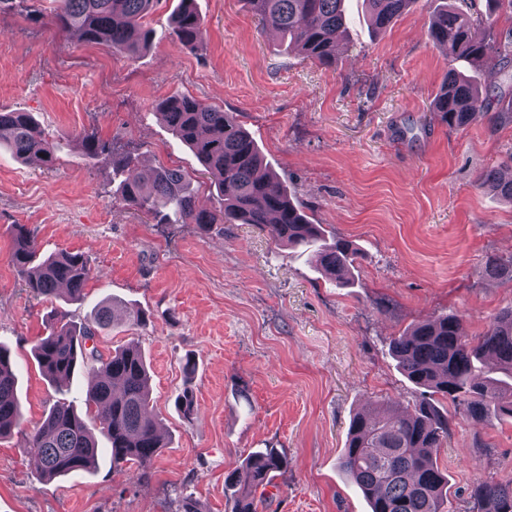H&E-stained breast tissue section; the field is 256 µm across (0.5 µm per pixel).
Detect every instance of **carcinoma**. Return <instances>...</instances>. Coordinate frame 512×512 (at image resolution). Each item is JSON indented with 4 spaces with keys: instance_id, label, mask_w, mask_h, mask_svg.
<instances>
[{
    "instance_id": "1",
    "label": "carcinoma",
    "mask_w": 512,
    "mask_h": 512,
    "mask_svg": "<svg viewBox=\"0 0 512 512\" xmlns=\"http://www.w3.org/2000/svg\"><path fill=\"white\" fill-rule=\"evenodd\" d=\"M261 30H274L305 57L330 65L345 29V0H246ZM158 0H59L55 25L77 29L83 40L105 44L134 59L148 48L151 31L145 23ZM414 0H363L372 26L387 29ZM512 17V0H441L428 27L429 39L448 58V72L431 111L448 130L466 128L479 118L495 124L512 122V111L493 112L497 95L478 88L474 73L483 67L512 65V35L493 34L500 15ZM175 41L193 52L207 35L205 18L193 0H182L172 18ZM159 109L177 138L196 155L224 193L218 210L197 208L185 175L158 168L149 180L140 175L138 160L127 154L116 167L123 205L155 217L169 210L182 224H255L277 244L311 248V256L336 286L347 283L359 257L356 245L344 238L327 239L321 225L310 221L304 207L288 195L271 171L255 138L234 117L193 97L173 94ZM87 155L112 154V143L94 133L81 135ZM20 160L37 159L50 167L56 145L31 113L0 112V143ZM477 185L490 186L512 204V179L497 170L479 173ZM11 262L29 292L51 297L66 286L71 301H79L92 278L89 260L81 253L60 252L39 257L28 227L15 225ZM485 272L492 278H512V255H489ZM117 304L104 301L92 321L75 324L52 318L48 333L34 347L43 375L63 390L75 372L90 367L95 385L85 398L92 420L73 405L57 403L29 436L41 475L52 480L98 464L101 434L110 445L112 464L149 465L163 447L155 420L148 412L149 372L141 349L131 343L103 358L86 348L99 329L115 322ZM392 357L416 386L431 396L449 400L460 415L478 424L490 414L512 419V307L488 318L481 335L461 331V318L445 313L416 324L395 337ZM20 422L17 377L10 353L0 345V438ZM448 417L423 399L411 410L385 405L374 415L355 414L340 458L346 476L367 498L371 512H447L448 474L437 462L448 444ZM287 465L284 453L266 448L248 457L224 478L233 490L231 512H257L256 494L271 484ZM471 512H512V482L483 481L470 491Z\"/></svg>"
}]
</instances>
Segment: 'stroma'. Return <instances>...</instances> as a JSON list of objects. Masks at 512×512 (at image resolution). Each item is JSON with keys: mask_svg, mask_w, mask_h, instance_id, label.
Returning a JSON list of instances; mask_svg holds the SVG:
<instances>
[{"mask_svg": "<svg viewBox=\"0 0 512 512\" xmlns=\"http://www.w3.org/2000/svg\"><path fill=\"white\" fill-rule=\"evenodd\" d=\"M179 5L160 0L147 18L152 41L131 60L56 31L57 0L32 9L0 0V110L32 113L58 144L48 168L0 149V343L16 366L23 415L0 440V512H181L183 492L200 512H230L225 475L264 448L279 449L288 466L258 512H369L338 466L350 421L422 399L391 358V339L446 312L474 336L512 306V282L484 269L488 255H512V205L475 183L480 171L512 164V124L481 119L451 131L434 119L429 105L448 62L428 37L430 0H415L380 33L362 0H348L330 66L259 30L246 0H195L208 36L183 51L170 26ZM174 93L233 115L310 219L354 241L361 255L346 286L257 226L204 230L120 202L111 161L87 158L80 132L133 151L142 173L182 170L198 206L219 207L218 185L158 110ZM18 224L40 253L89 259L83 301L29 292L10 261ZM106 299L147 317L98 331L91 345L108 356L139 343L165 446L146 468L105 457L50 481L28 436L57 401L84 411L92 374L80 370L57 391L33 349L51 312L83 322ZM187 387L188 415L177 404ZM434 404L452 416L438 457L448 509L469 512L474 483L512 481V424L492 416L476 425L445 400Z\"/></svg>", "mask_w": 512, "mask_h": 512, "instance_id": "obj_1", "label": "stroma"}]
</instances>
